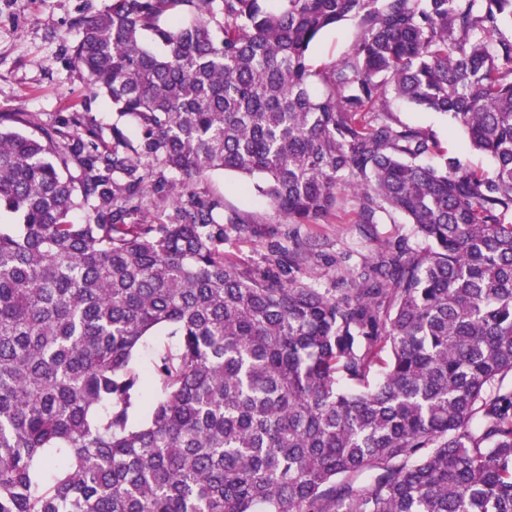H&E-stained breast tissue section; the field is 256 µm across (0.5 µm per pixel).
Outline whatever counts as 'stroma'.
<instances>
[{
  "mask_svg": "<svg viewBox=\"0 0 512 512\" xmlns=\"http://www.w3.org/2000/svg\"><path fill=\"white\" fill-rule=\"evenodd\" d=\"M103 4L104 0H0V113L29 112L44 127L79 113L92 119L104 137H111L117 124L130 140H137L136 126L117 118L74 70L64 51L65 43L77 38L74 21L97 13ZM358 33L354 19L323 31L309 49L310 64L319 69L342 59ZM391 110L401 123L432 131L445 150L470 167L491 168L489 157L468 149L448 114L401 101L393 102ZM193 189L220 202L222 214L236 213L246 221L248 229L241 233L225 227L226 255L255 269L278 266L284 278L316 288L335 287L337 273L357 269L386 245L412 237L411 226L400 214L363 235L347 207L310 224L287 223L253 183L232 172L210 173L194 181ZM300 249L308 257L303 264L296 260Z\"/></svg>",
  "mask_w": 512,
  "mask_h": 512,
  "instance_id": "1",
  "label": "stroma"
}]
</instances>
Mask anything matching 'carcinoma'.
I'll return each mask as SVG.
<instances>
[{
  "label": "carcinoma",
  "instance_id": "cac0c4a2",
  "mask_svg": "<svg viewBox=\"0 0 512 512\" xmlns=\"http://www.w3.org/2000/svg\"><path fill=\"white\" fill-rule=\"evenodd\" d=\"M266 2L105 0L69 59L137 142L0 129V512H512V0ZM226 170L292 224L350 201L416 246L334 288L258 275L188 191ZM172 191L173 222L125 223ZM358 33L356 19L342 21L323 31L309 49V63L319 69L342 59L351 51ZM391 110L401 123L432 131L444 150L460 156L470 167L481 170L492 167L489 157L468 149L462 131L453 125L448 114L421 110L401 101H394Z\"/></svg>",
  "mask_w": 512,
  "mask_h": 512
}]
</instances>
